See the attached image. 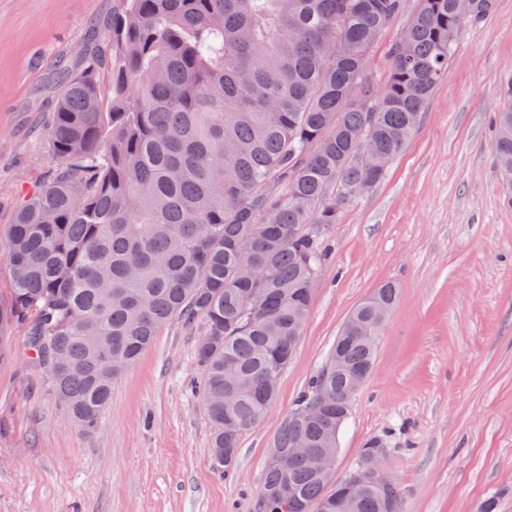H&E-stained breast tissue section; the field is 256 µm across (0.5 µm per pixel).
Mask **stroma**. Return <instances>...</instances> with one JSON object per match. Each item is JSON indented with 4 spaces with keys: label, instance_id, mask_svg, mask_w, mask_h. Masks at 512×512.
<instances>
[{
    "label": "stroma",
    "instance_id": "35a3bbf8",
    "mask_svg": "<svg viewBox=\"0 0 512 512\" xmlns=\"http://www.w3.org/2000/svg\"><path fill=\"white\" fill-rule=\"evenodd\" d=\"M112 0H0V304L17 206L54 164L50 79L79 63ZM512 81V0L464 29L421 123L384 179L326 236L328 259L276 403L243 435L232 474L211 458L198 331L172 322L112 387L95 428L72 423L29 346L0 332V512H258L282 421L351 311L399 290L374 368L353 397L333 468L382 440L401 512H512V206L491 147Z\"/></svg>",
    "mask_w": 512,
    "mask_h": 512
}]
</instances>
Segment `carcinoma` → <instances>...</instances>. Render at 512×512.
Instances as JSON below:
<instances>
[{"label":"carcinoma","mask_w":512,"mask_h":512,"mask_svg":"<svg viewBox=\"0 0 512 512\" xmlns=\"http://www.w3.org/2000/svg\"><path fill=\"white\" fill-rule=\"evenodd\" d=\"M418 0L378 84L368 62L405 0H112L81 69L56 66L47 125L54 167L16 210L11 301L67 416L92 428L116 376L172 319L200 329L195 358L216 467L275 402L308 320L327 230L385 175L370 154L408 146L461 30L496 0ZM361 97L350 98L354 83ZM492 149L512 204V104ZM397 288L342 327L324 367L283 419L274 450L306 438L318 459L270 463L259 512H400L401 491L333 482L353 379L369 375ZM345 369H336V360ZM318 418L297 412L319 394Z\"/></svg>","instance_id":"1"}]
</instances>
